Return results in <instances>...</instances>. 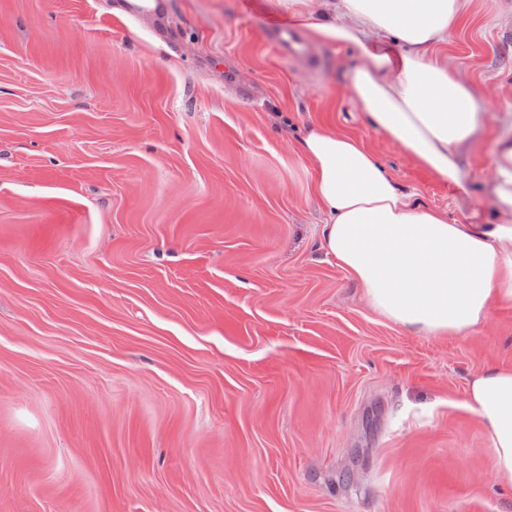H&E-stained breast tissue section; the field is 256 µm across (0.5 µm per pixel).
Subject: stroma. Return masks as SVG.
Masks as SVG:
<instances>
[{
	"instance_id": "1",
	"label": "stroma",
	"mask_w": 512,
	"mask_h": 512,
	"mask_svg": "<svg viewBox=\"0 0 512 512\" xmlns=\"http://www.w3.org/2000/svg\"><path fill=\"white\" fill-rule=\"evenodd\" d=\"M0 0V512H512L466 405L512 303L393 324L322 248L299 140L360 139L453 224L512 132V0L448 38L492 93L448 188L337 95L354 52L281 58L266 0ZM121 11L127 17H133L143 11H153L155 14L165 15L169 10V0H119Z\"/></svg>"
}]
</instances>
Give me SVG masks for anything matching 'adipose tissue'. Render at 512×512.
<instances>
[{
  "label": "adipose tissue",
  "instance_id": "1",
  "mask_svg": "<svg viewBox=\"0 0 512 512\" xmlns=\"http://www.w3.org/2000/svg\"><path fill=\"white\" fill-rule=\"evenodd\" d=\"M306 17L313 39L354 50L343 89L371 124L439 181L462 188L460 155L475 142L490 100L436 50L470 0H270ZM311 192L326 219L322 246L369 307L430 336L462 335L512 302V138L490 164L495 216L453 224L399 187L355 137L317 126L301 139ZM467 406L486 427L498 485L512 489V369L475 375Z\"/></svg>",
  "mask_w": 512,
  "mask_h": 512
}]
</instances>
